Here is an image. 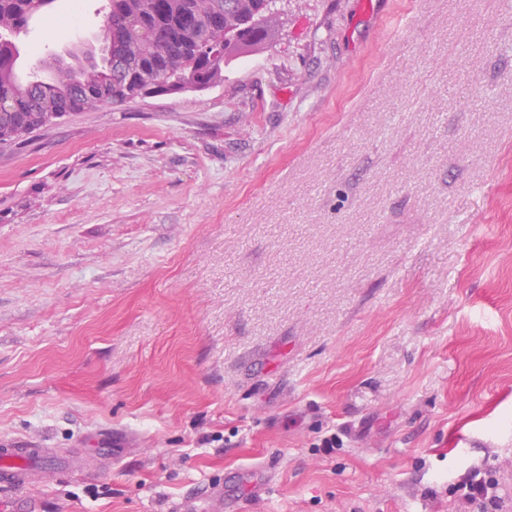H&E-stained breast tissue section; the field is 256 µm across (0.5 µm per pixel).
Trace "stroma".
Returning <instances> with one entry per match:
<instances>
[{"label": "stroma", "mask_w": 512, "mask_h": 512, "mask_svg": "<svg viewBox=\"0 0 512 512\" xmlns=\"http://www.w3.org/2000/svg\"><path fill=\"white\" fill-rule=\"evenodd\" d=\"M101 4L55 0L19 74L101 50ZM3 438L50 450L36 512H482L475 470L512 512L501 0H290L223 84L0 147ZM457 491L462 492L460 496L468 503L479 500L483 512H497L500 509L495 482L482 477L478 470L473 471L468 481L458 486ZM184 510L194 512H224V510L234 511L236 508L235 504L230 506L229 502H225L224 491L221 489L211 491L201 500L187 504Z\"/></svg>", "instance_id": "obj_1"}]
</instances>
